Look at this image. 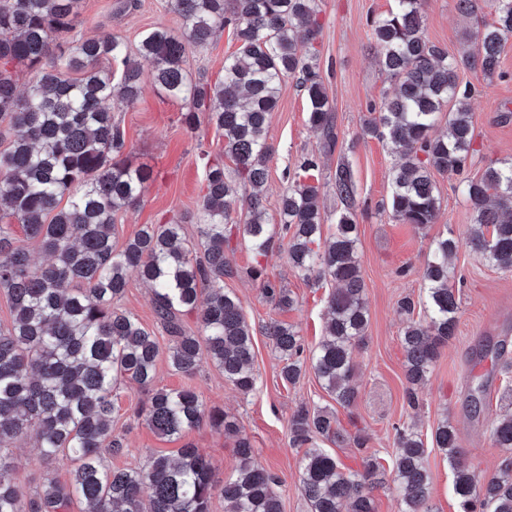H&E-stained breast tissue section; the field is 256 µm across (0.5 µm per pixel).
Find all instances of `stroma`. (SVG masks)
Returning a JSON list of instances; mask_svg holds the SVG:
<instances>
[{"mask_svg":"<svg viewBox=\"0 0 512 512\" xmlns=\"http://www.w3.org/2000/svg\"><path fill=\"white\" fill-rule=\"evenodd\" d=\"M116 0H80L77 30L86 38L117 36L129 51H136L142 34L155 27L179 31L180 17L170 12L167 0H131L127 11L117 12ZM393 0H319L322 29L317 39L318 64L334 107L338 146L334 153L321 154V135L308 123L307 104L294 80L282 85L273 112L268 142L266 208L270 220H277L281 195L288 188L285 171L296 170L309 155L319 158V178L325 185L321 198L323 233L331 235L342 205L331 185L336 168L348 164L357 185L355 221L358 251L369 322L362 343L353 351L359 393L352 412L360 428L361 446L338 449L347 466L360 468L365 456L391 458L394 428L415 421L423 437H430L440 420H448L457 431L478 475L496 471L505 452L495 447L490 436L494 418L512 414V272L486 264L468 243L473 214L459 187L460 176L434 174L440 198L435 224L423 230L399 223L389 207L390 173L399 157L391 144L364 136L362 127L370 109L392 96L395 84L379 65L380 49L369 39L368 19L381 15ZM489 0L478 10L461 12L457 0H425L424 33L432 43L458 57L472 49L477 30L492 22ZM237 48L230 32L217 35L210 45L190 49L187 66L191 73H206L216 79L223 72L224 58ZM461 82L474 90L471 100L479 153L468 161L465 174L476 177L487 164L512 163V39L500 55L497 74L488 76L478 68L459 71ZM183 106L145 85L140 99L131 105L115 103L113 114L126 132L133 164L152 169L153 182L140 204L118 214L115 239L124 243L145 224L178 222L189 243L199 237L197 215L205 193L208 166L222 160L224 176L236 182V166L224 156L221 131L200 115L195 127L181 121ZM453 233L459 240L454 259L459 303L455 337L445 347L429 379L417 390L418 404L409 407L406 398L404 356L399 336L407 323L399 309L401 298L417 300L416 316H424L419 302L423 296V271L433 239ZM227 256L236 269L225 279L243 301L244 316L252 330L256 392L245 395L225 382L221 371L202 361L191 377L177 374L170 366V342L156 317L150 291L136 275L129 274L127 288L118 307L136 316L153 331L159 344L157 386H191L206 408H220L234 418L248 436L254 459L283 480L278 492L284 512H309L300 485L302 449L292 447L289 421L302 405L335 408V401L321 387L313 373H306L296 385L282 382V364L265 334L269 321L280 320L296 327L306 351H313L325 334L327 297L335 284L331 280L305 281L294 274L282 247H274L265 260L268 276L288 288L297 303L282 312L266 298L259 282L248 271L254 263L252 252L241 241H233ZM489 380L487 406L473 415L466 397L481 380ZM142 393L136 384L121 381L115 389L118 413L112 432L124 439L123 456L107 457L111 467L137 468L153 453L172 454L191 444L212 463L218 478L233 475L236 459L234 437L204 424L179 439H166L148 429L133 410ZM23 490L36 495L44 482L70 479L71 464H45L39 459L34 437H27L12 450ZM431 499L438 512H459L454 493L453 470L439 449L429 451Z\"/></svg>","mask_w":512,"mask_h":512,"instance_id":"obj_1","label":"stroma"}]
</instances>
